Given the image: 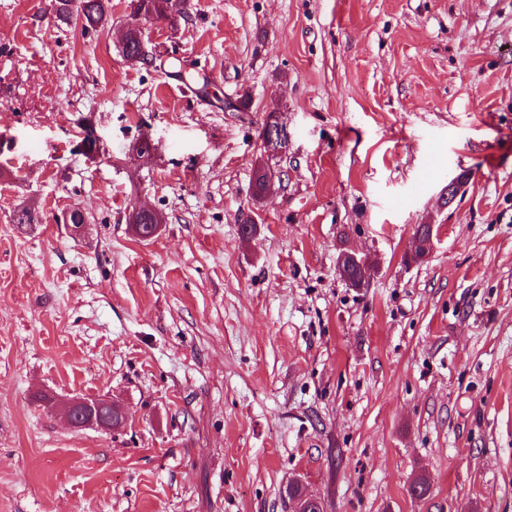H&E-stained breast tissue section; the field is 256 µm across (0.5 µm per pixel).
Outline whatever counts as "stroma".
<instances>
[{"label": "stroma", "mask_w": 512, "mask_h": 512, "mask_svg": "<svg viewBox=\"0 0 512 512\" xmlns=\"http://www.w3.org/2000/svg\"><path fill=\"white\" fill-rule=\"evenodd\" d=\"M131 10L0 0V512H286L295 479L324 512H512V0H174L137 66ZM111 0H55V14L63 24L81 22L83 30H94L107 20ZM435 226L436 225L433 224H418L415 226L407 256L411 262H414L411 256L415 257L416 255H420L423 259L429 256L433 249L434 239L437 235ZM339 275L351 288H365L375 271V263L368 255H359L357 251H346L337 262ZM112 404L110 397H72L49 401L47 409L60 411L71 428L106 432L112 431V426L118 429L124 422L121 408Z\"/></svg>", "instance_id": "35a3bbf8"}]
</instances>
